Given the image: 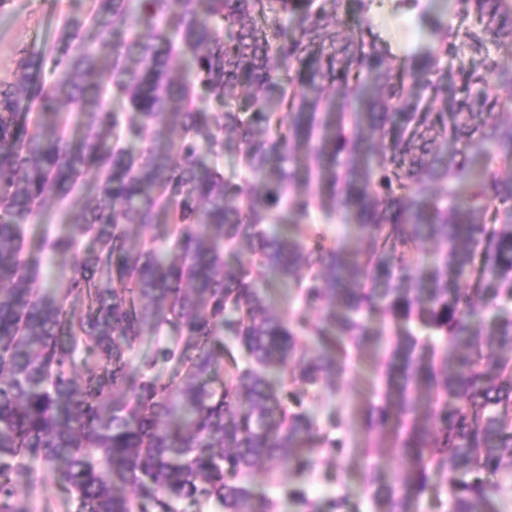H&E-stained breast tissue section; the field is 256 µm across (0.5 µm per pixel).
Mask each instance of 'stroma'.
Masks as SVG:
<instances>
[{
    "mask_svg": "<svg viewBox=\"0 0 512 512\" xmlns=\"http://www.w3.org/2000/svg\"><path fill=\"white\" fill-rule=\"evenodd\" d=\"M88 9L89 0H9L0 10V79L12 77L29 52L51 46L66 17L86 19V31L96 33ZM386 364L384 349L363 350L334 386L308 390L302 397L315 416L318 442L343 441L340 460H319L302 475L290 468L259 466L250 476L253 494L275 501V512H296L284 499L285 488L293 486L303 487L314 500H341L339 512H378L374 489L365 479L368 468L382 465L392 480L402 472L392 437L366 432L363 425L369 404L377 400ZM32 497L34 512H76L72 496L44 472L35 474Z\"/></svg>",
    "mask_w": 512,
    "mask_h": 512,
    "instance_id": "obj_1",
    "label": "stroma"
}]
</instances>
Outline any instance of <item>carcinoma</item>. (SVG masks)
<instances>
[{
    "label": "carcinoma",
    "instance_id": "1",
    "mask_svg": "<svg viewBox=\"0 0 512 512\" xmlns=\"http://www.w3.org/2000/svg\"><path fill=\"white\" fill-rule=\"evenodd\" d=\"M455 5L456 27L419 14L433 43L395 66L369 13L418 0H137L135 21L132 0H94L96 40L70 17L49 52L0 81V512H30L15 477L32 465L78 512H181L184 501L272 512L252 471L307 472L316 434L277 386L342 376L347 347L382 342L367 313L394 324L386 392L366 420L393 436L403 468L398 484L370 471L380 512H407L441 469L450 512H499L487 477L512 460V417L493 411L512 408V356L492 344L512 346V326L485 330L462 285L480 254L492 297L512 299V177L492 169L512 170V117L501 119L512 101L489 94L512 88L491 53L512 55V0ZM447 56L477 64L461 65L437 107ZM160 121L165 144H120L123 130ZM71 122L85 133L68 135ZM226 154L242 159L237 182L218 167ZM87 174L95 195L70 232L42 242L65 284L51 291L23 226ZM316 204L353 218L368 249L312 240ZM429 239L445 250L408 275L405 250ZM243 247L251 265L227 260ZM280 285L299 289L287 318L269 304ZM72 295L87 304L67 307ZM414 318L441 349L396 327ZM171 323L179 340L160 358L174 374L132 369L134 344ZM287 495L304 512L341 507L300 487Z\"/></svg>",
    "mask_w": 512,
    "mask_h": 512
}]
</instances>
